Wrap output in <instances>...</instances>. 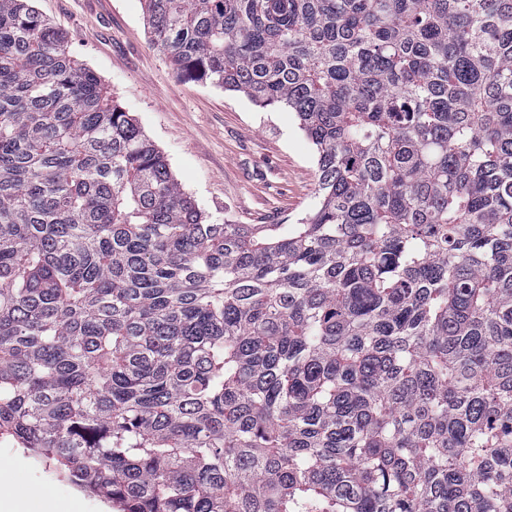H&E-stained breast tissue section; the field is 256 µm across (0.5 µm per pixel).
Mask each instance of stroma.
I'll return each instance as SVG.
<instances>
[{
  "instance_id": "obj_1",
  "label": "stroma",
  "mask_w": 512,
  "mask_h": 512,
  "mask_svg": "<svg viewBox=\"0 0 512 512\" xmlns=\"http://www.w3.org/2000/svg\"><path fill=\"white\" fill-rule=\"evenodd\" d=\"M166 156L181 188L212 221L295 224L316 203V153L294 113L176 76L150 41L144 0H35ZM26 512H113L50 460L0 439ZM53 487L51 502L36 499Z\"/></svg>"
}]
</instances>
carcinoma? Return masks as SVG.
Masks as SVG:
<instances>
[{"label":"carcinoma","instance_id":"cac0c4a2","mask_svg":"<svg viewBox=\"0 0 512 512\" xmlns=\"http://www.w3.org/2000/svg\"><path fill=\"white\" fill-rule=\"evenodd\" d=\"M144 2L317 202L208 222L0 0V431L117 512H512V0Z\"/></svg>","mask_w":512,"mask_h":512}]
</instances>
